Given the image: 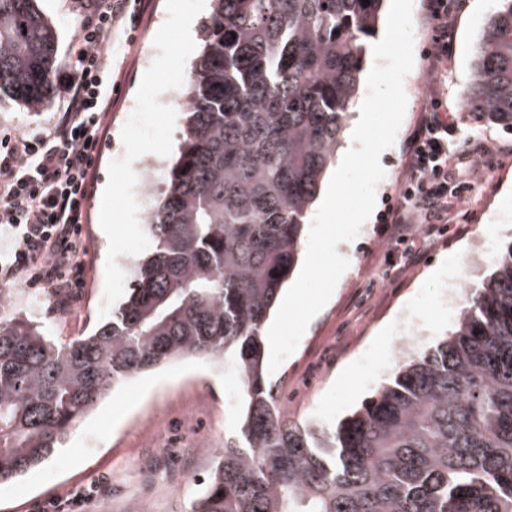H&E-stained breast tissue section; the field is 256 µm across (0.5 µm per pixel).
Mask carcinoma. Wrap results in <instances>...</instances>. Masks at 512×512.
Returning <instances> with one entry per match:
<instances>
[{
  "label": "carcinoma",
  "instance_id": "carcinoma-1",
  "mask_svg": "<svg viewBox=\"0 0 512 512\" xmlns=\"http://www.w3.org/2000/svg\"><path fill=\"white\" fill-rule=\"evenodd\" d=\"M383 0H213L177 151L112 317L73 340L0 318V484L52 459L117 386L182 359L234 381L192 512H512V239L457 327L335 428L267 383L263 329L355 98ZM61 63L37 0H0V106ZM464 109L512 128V0L484 23Z\"/></svg>",
  "mask_w": 512,
  "mask_h": 512
}]
</instances>
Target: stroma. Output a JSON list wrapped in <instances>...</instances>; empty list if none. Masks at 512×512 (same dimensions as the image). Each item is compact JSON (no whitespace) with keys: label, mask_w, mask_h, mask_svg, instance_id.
I'll return each mask as SVG.
<instances>
[{"label":"stroma","mask_w":512,"mask_h":512,"mask_svg":"<svg viewBox=\"0 0 512 512\" xmlns=\"http://www.w3.org/2000/svg\"><path fill=\"white\" fill-rule=\"evenodd\" d=\"M427 0H414V67L404 79L407 107L392 147L382 153L385 177L376 191V206L345 253L349 266L339 279L334 298L310 323L297 349L269 380L290 416L329 426L340 423L373 396L399 368L392 354L405 321L424 330L427 344L451 333L459 311L448 305V280L435 276L448 255L459 258L460 274L476 284L490 272L489 262L476 259L485 225L497 233L493 246L512 239V130L479 119L463 108L462 93L471 81L470 62L495 0H464L453 32L448 78L440 95L461 128L459 150L470 139L495 146V153L478 160L479 176L470 197L441 231L417 230L407 242L391 243L385 222L388 206L406 173L404 144L429 91L428 55L434 31ZM40 10L58 34L61 65L53 77L50 99L38 110L12 103L0 107V130L36 131L63 102V82L76 59L73 39L84 20L77 0H38ZM167 18L165 0H151L136 33L134 46L113 47V68L122 88L109 118V133L97 162L96 184L88 202L89 222L82 235L90 246L87 276L79 298L59 309L49 288L23 280L7 285L0 317L27 315L47 332L64 340L87 333L98 323L104 299L108 239L99 224L98 202L113 159L122 157L121 130L136 104L142 74L157 56L154 36ZM224 372L194 359L169 364L142 375L104 398L60 448L55 459L7 484H0V512H42L49 501L63 512H136L151 501L154 512H191L215 460L214 452H199V435L213 431L224 442ZM197 409L185 421L187 406ZM88 491L92 501L76 508L77 493Z\"/></svg>","instance_id":"obj_1"}]
</instances>
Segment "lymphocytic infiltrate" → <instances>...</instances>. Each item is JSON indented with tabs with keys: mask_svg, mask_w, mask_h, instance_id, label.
<instances>
[{
	"mask_svg": "<svg viewBox=\"0 0 512 512\" xmlns=\"http://www.w3.org/2000/svg\"><path fill=\"white\" fill-rule=\"evenodd\" d=\"M436 32L428 73L441 82L448 73L452 17L461 0H428ZM85 21L77 33V64L64 89V103L41 131L0 130V238L5 258L0 282L25 279L54 287L61 307L85 284L89 248L81 237L89 219L97 154L121 90L112 77V44L134 45L147 8L145 0H78ZM405 146L408 177L389 213L391 237L406 242L415 225L435 230L463 200L466 156H484L483 142L468 152L454 148L456 122L437 93H430Z\"/></svg>",
	"mask_w": 512,
	"mask_h": 512,
	"instance_id": "obj_1",
	"label": "lymphocytic infiltrate"
}]
</instances>
